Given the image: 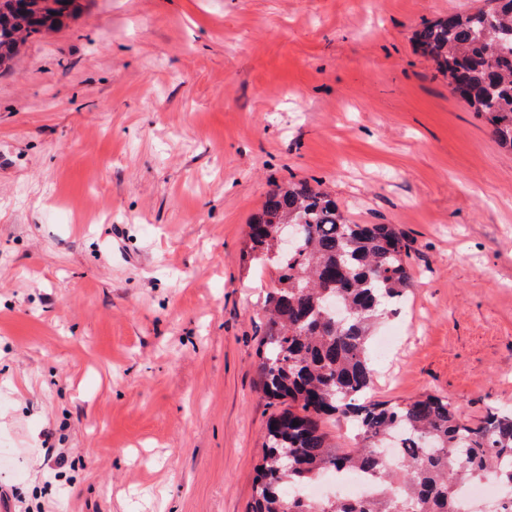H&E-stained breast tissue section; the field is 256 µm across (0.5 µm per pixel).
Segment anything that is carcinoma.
<instances>
[{
	"label": "carcinoma",
	"mask_w": 512,
	"mask_h": 512,
	"mask_svg": "<svg viewBox=\"0 0 512 512\" xmlns=\"http://www.w3.org/2000/svg\"><path fill=\"white\" fill-rule=\"evenodd\" d=\"M80 11L79 0H0V64ZM413 39L448 78L451 94L512 150V0H485L472 13L427 21ZM284 224L302 225L288 253L277 249ZM247 227L246 255L277 271L263 307L258 385L285 405L267 421L251 512H458V485L487 477L512 501V412L489 410L472 422L434 394L401 403L368 397L372 327L412 286L401 233L391 224L354 223L306 181L274 184ZM325 420L356 425L360 442L336 447ZM387 436L398 455L393 465L379 449ZM346 468L390 494L311 500L302 493Z\"/></svg>",
	"instance_id": "cac0c4a2"
}]
</instances>
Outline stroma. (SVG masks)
Masks as SVG:
<instances>
[{
  "label": "stroma",
  "instance_id": "stroma-1",
  "mask_svg": "<svg viewBox=\"0 0 512 512\" xmlns=\"http://www.w3.org/2000/svg\"><path fill=\"white\" fill-rule=\"evenodd\" d=\"M81 5L0 73L9 512H249L276 269L242 251L280 182L409 244L375 399L512 409V154L412 41L482 0Z\"/></svg>",
  "mask_w": 512,
  "mask_h": 512
}]
</instances>
